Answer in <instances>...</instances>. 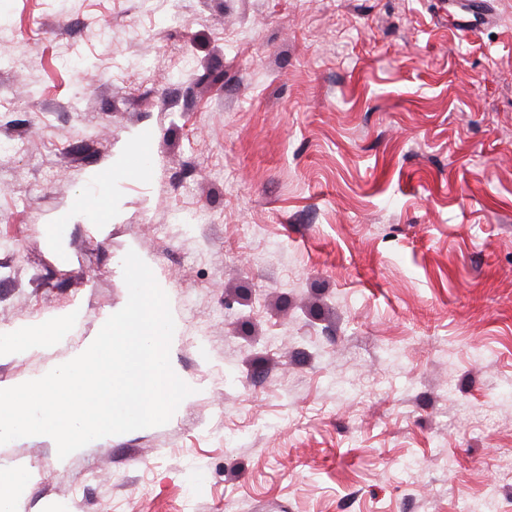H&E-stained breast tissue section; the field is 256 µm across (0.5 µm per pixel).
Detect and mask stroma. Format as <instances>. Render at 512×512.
Wrapping results in <instances>:
<instances>
[{
  "label": "stroma",
  "instance_id": "35a3bbf8",
  "mask_svg": "<svg viewBox=\"0 0 512 512\" xmlns=\"http://www.w3.org/2000/svg\"><path fill=\"white\" fill-rule=\"evenodd\" d=\"M0 0V389L85 350L135 251L163 426L15 512H512V0ZM56 325H48L32 334L27 330H21L10 336H0V355L14 352L21 345L45 346L55 342L59 336Z\"/></svg>",
  "mask_w": 512,
  "mask_h": 512
}]
</instances>
